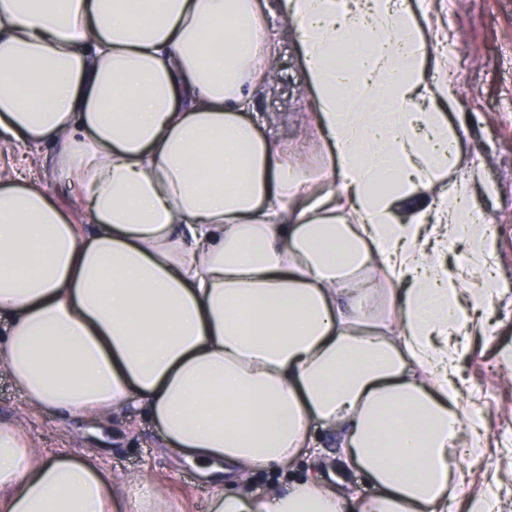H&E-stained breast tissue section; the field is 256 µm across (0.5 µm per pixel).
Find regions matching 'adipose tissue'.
Returning a JSON list of instances; mask_svg holds the SVG:
<instances>
[{
    "instance_id": "obj_1",
    "label": "adipose tissue",
    "mask_w": 512,
    "mask_h": 512,
    "mask_svg": "<svg viewBox=\"0 0 512 512\" xmlns=\"http://www.w3.org/2000/svg\"><path fill=\"white\" fill-rule=\"evenodd\" d=\"M328 145L320 174L248 112L276 53L255 0H0V149L41 145L84 204L0 172V367L37 409L91 419L127 406L204 473L237 480L209 512H450L469 320L429 253L486 245L469 186L431 196L459 134L425 102L411 11L398 0H280ZM336 438L360 499L299 480ZM156 483L116 497L99 466L40 456L0 425V512H155ZM315 438L321 441L326 448H320L322 454L316 461H307L305 458L297 464L294 470L288 474H273L265 471L255 472L249 483L244 486V490L251 495L263 497L279 486H283L291 481L301 480L303 478L313 479L317 483L336 486L338 485L333 477L339 476L344 479L346 484H351L360 489L364 497H370L375 493V488L369 480L360 472L345 469L337 457V448H333L335 436L323 434L319 427L312 429Z\"/></svg>"
}]
</instances>
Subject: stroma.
I'll return each mask as SVG.
<instances>
[{
  "instance_id": "1",
  "label": "stroma",
  "mask_w": 512,
  "mask_h": 512,
  "mask_svg": "<svg viewBox=\"0 0 512 512\" xmlns=\"http://www.w3.org/2000/svg\"><path fill=\"white\" fill-rule=\"evenodd\" d=\"M271 2L257 0L277 52L272 81L254 108L257 128L317 170L327 147L310 122L314 94L294 31ZM406 5L427 48L426 80L440 75L456 89L447 115L460 137L459 163L446 179L468 182L480 223L493 230L486 251L464 237L438 255L464 288L475 280L474 260L486 258L500 288L483 316L462 331L459 401L465 423L483 425V456L475 464L462 462L457 480L464 498H482L493 512H512V0H406ZM0 424L22 428L40 455L92 458L115 489L146 477L164 488L171 512H208L215 483L165 447L160 429L142 410L130 407L101 423L35 410L0 368ZM312 434L324 445L317 460L300 461L285 475L255 472L246 492L263 497L291 481L329 485L339 477L372 496L369 480L342 466L334 437L317 427Z\"/></svg>"
}]
</instances>
